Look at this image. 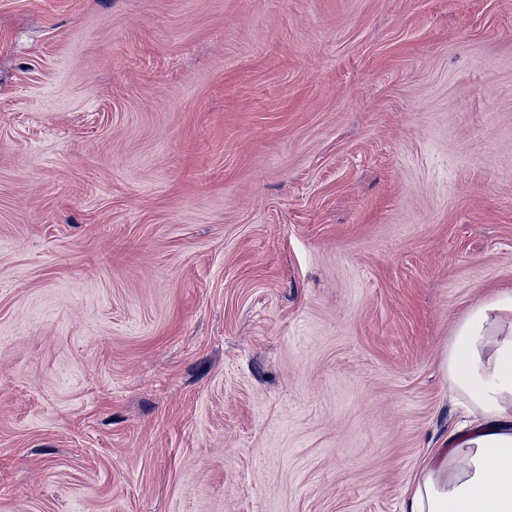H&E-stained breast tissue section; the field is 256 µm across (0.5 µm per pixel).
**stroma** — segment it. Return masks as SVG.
<instances>
[{"label":"stroma","mask_w":512,"mask_h":512,"mask_svg":"<svg viewBox=\"0 0 512 512\" xmlns=\"http://www.w3.org/2000/svg\"><path fill=\"white\" fill-rule=\"evenodd\" d=\"M512 285V0H0V512H402Z\"/></svg>","instance_id":"1"}]
</instances>
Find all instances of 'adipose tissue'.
Listing matches in <instances>:
<instances>
[{"label":"adipose tissue","instance_id":"obj_1","mask_svg":"<svg viewBox=\"0 0 512 512\" xmlns=\"http://www.w3.org/2000/svg\"><path fill=\"white\" fill-rule=\"evenodd\" d=\"M441 370L471 422L428 452L403 512H512V289L462 315Z\"/></svg>","mask_w":512,"mask_h":512}]
</instances>
